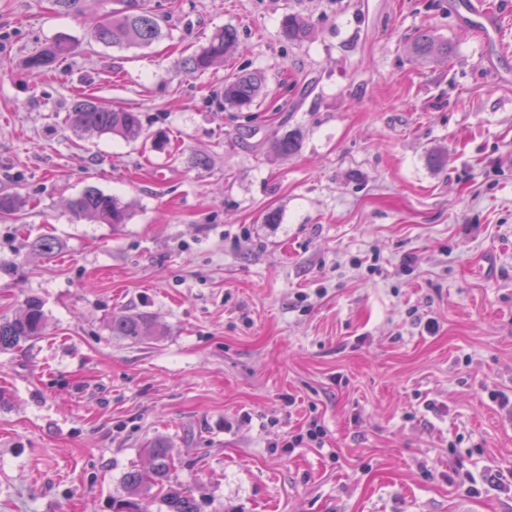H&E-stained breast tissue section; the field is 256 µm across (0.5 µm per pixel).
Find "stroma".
<instances>
[{"instance_id": "obj_1", "label": "stroma", "mask_w": 512, "mask_h": 512, "mask_svg": "<svg viewBox=\"0 0 512 512\" xmlns=\"http://www.w3.org/2000/svg\"><path fill=\"white\" fill-rule=\"evenodd\" d=\"M487 2L490 38L467 0H136L162 35L135 47L89 41L100 0H0V195L25 204L0 218V319L29 296L47 315L0 351V512H112L157 437L200 512H512L490 397L512 393V0ZM226 27L223 64L181 69ZM424 32L448 56L414 58ZM254 71L264 102L213 101ZM78 92L145 139L75 129ZM90 187L127 223L75 218ZM125 310L162 336L111 335ZM312 420L322 447H289ZM283 34L290 42L302 43L309 38V22L298 15L288 14L281 20ZM74 44L67 38H61L31 56L27 61L28 68L37 76L45 74L49 68L61 58L72 53Z\"/></svg>"}]
</instances>
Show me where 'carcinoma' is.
I'll use <instances>...</instances> for the list:
<instances>
[{
  "mask_svg": "<svg viewBox=\"0 0 512 512\" xmlns=\"http://www.w3.org/2000/svg\"><path fill=\"white\" fill-rule=\"evenodd\" d=\"M281 28L290 42L302 43L309 38V22L298 15L284 16ZM160 34V24L152 12L134 9L125 3L121 8L105 10L103 18L89 30V39L103 45L148 46ZM236 43L237 33L234 29L226 27L218 30L204 45L184 58L181 66L192 73H204L223 63L224 55ZM73 50L74 44L67 38H61L31 56L27 66L34 74L41 76ZM411 54L419 60L446 56L448 44L424 35L413 43ZM264 82V77L259 73H244L225 79L221 92L224 105L238 111L249 109L260 95ZM69 119L73 126L84 131L108 133L132 140L142 135L139 113L104 106L88 96L73 101ZM299 140V132L290 130L276 140L273 150L282 156L291 155L297 152ZM69 207L76 217L103 224H124L129 217L127 205L95 188H89L72 199ZM59 247V242L50 235L41 236L32 243L34 250L45 255L54 254ZM46 326L43 302L33 296L26 298L18 316L11 320H0V350L42 338ZM109 329L114 336L138 342L161 335L155 317L145 312H117L110 316ZM144 452L150 459L149 468L134 469L124 475L125 495L114 500L113 512H141L140 502L153 492L166 507V512H198L191 494L171 479L173 456L168 444L158 438L151 441Z\"/></svg>",
  "mask_w": 512,
  "mask_h": 512,
  "instance_id": "cac0c4a2",
  "label": "carcinoma"
}]
</instances>
